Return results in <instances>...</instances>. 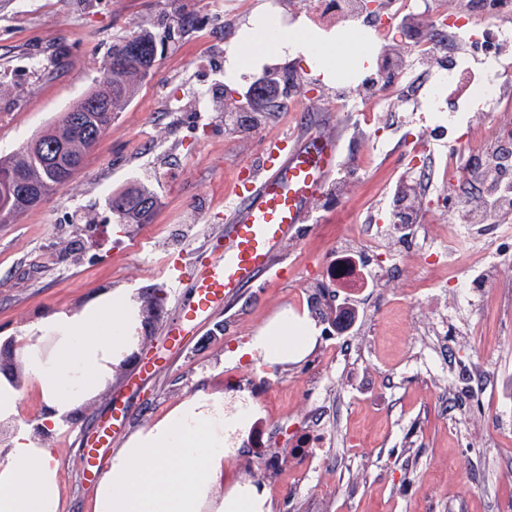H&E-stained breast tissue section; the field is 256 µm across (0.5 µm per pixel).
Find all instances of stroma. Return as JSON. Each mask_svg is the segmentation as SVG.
Instances as JSON below:
<instances>
[{"instance_id": "obj_1", "label": "stroma", "mask_w": 512, "mask_h": 512, "mask_svg": "<svg viewBox=\"0 0 512 512\" xmlns=\"http://www.w3.org/2000/svg\"><path fill=\"white\" fill-rule=\"evenodd\" d=\"M271 11L336 38L300 12L299 0H0V152L79 101L130 31L153 32L158 46L153 75L74 181L16 223L0 224L1 340L21 339L50 313L80 310L112 291L137 304L139 347L151 354L176 309L173 266L223 229L226 186L269 141L295 134L309 108L333 116L349 187L340 199L327 186L312 221L284 249L285 277L262 279L230 301L186 337L145 391L124 386L135 362L114 367L79 416L50 432L62 512H92L82 441L113 405L126 406L130 436L197 390L228 399L243 383L259 393L251 418L266 424L267 445L230 449L213 497L256 472L274 512H512V260L498 252L496 224L479 225L474 245L484 262L460 259L455 281L428 260L444 244L445 192L467 185L466 143L487 142L499 122L512 120V58L472 53L465 40L450 39L428 62L389 27L375 46L378 60L395 50L402 60L388 95L367 98L351 77L324 79L302 55L254 63L225 82L230 49ZM461 54L470 72L497 76L498 100L461 109L467 93L451 84L442 101L430 98L437 64ZM31 55L41 69L26 68ZM269 72L289 78L287 96L265 109L258 133L228 126L226 104ZM202 89L205 112L195 105ZM452 113L457 140L437 139L435 126ZM421 179L417 237L385 238L373 261L380 287L352 295L324 288L326 251L356 245L364 225L387 215V194ZM137 183L154 193L156 210L148 223H117L106 200ZM476 279L480 287L469 292L457 286ZM351 297L358 317L342 332L336 317ZM285 312L314 327L316 346L285 363L247 355L252 336ZM315 427L323 447L296 457V437Z\"/></svg>"}]
</instances>
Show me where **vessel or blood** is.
<instances>
[{
	"label": "vessel or blood",
	"instance_id": "vessel-or-blood-1",
	"mask_svg": "<svg viewBox=\"0 0 512 512\" xmlns=\"http://www.w3.org/2000/svg\"><path fill=\"white\" fill-rule=\"evenodd\" d=\"M328 124L327 115L318 114L313 124L303 125L298 138L275 143L259 162L249 163L246 175L226 190L224 233L206 244L211 260L193 274L154 359L131 374L128 388H145L185 337L199 332L262 276L276 273L285 244L300 225L309 223L313 204L341 164V139L328 132ZM112 437L107 423L87 442L82 457L89 479H96L99 452L111 446Z\"/></svg>",
	"mask_w": 512,
	"mask_h": 512
}]
</instances>
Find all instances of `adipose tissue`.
Instances as JSON below:
<instances>
[{"instance_id":"adipose-tissue-1","label":"adipose tissue","mask_w":512,"mask_h":512,"mask_svg":"<svg viewBox=\"0 0 512 512\" xmlns=\"http://www.w3.org/2000/svg\"><path fill=\"white\" fill-rule=\"evenodd\" d=\"M298 53L320 73L349 75L373 62L372 42L362 29L331 42L298 27L268 26L262 17L235 44L226 78L237 80L256 60ZM137 324L130 298L107 292L80 311L53 313L30 326L20 358L27 387L43 402L44 421L56 428L65 425L102 390L113 367L137 344ZM47 335L56 341L48 356L39 348ZM313 339L307 323L283 315L253 336L247 351L264 362L282 363L303 353ZM24 388L0 373V422L18 417ZM249 423L247 412L225 416L222 401L201 390L193 393L106 460L93 512H201L206 504L211 512H272L269 494L248 484L225 498H209L226 453L225 430ZM59 472L55 448L20 426L0 455V512H61Z\"/></svg>"}]
</instances>
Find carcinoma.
I'll list each match as a JSON object with an SVG mask.
<instances>
[{"label":"carcinoma","mask_w":512,"mask_h":512,"mask_svg":"<svg viewBox=\"0 0 512 512\" xmlns=\"http://www.w3.org/2000/svg\"><path fill=\"white\" fill-rule=\"evenodd\" d=\"M156 51V40L146 30H135L115 42L112 54L102 66V73L108 75L112 84L110 101L93 111L92 103L98 97L94 86L79 103L32 138L48 148L61 149L64 164L46 163L32 152L29 143L16 152L0 155V224L16 222L47 196L71 182L89 154L84 133L90 127L106 130L112 126V119L136 97L142 82L153 70ZM18 177L26 183L23 197L12 190ZM108 205L120 223H138L152 214L157 200L148 187L133 186L112 195Z\"/></svg>","instance_id":"1"}]
</instances>
